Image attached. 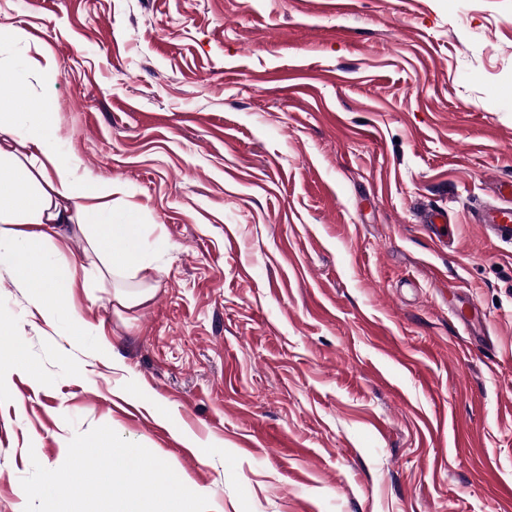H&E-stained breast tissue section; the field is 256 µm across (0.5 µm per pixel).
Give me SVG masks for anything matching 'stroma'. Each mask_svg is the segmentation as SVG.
Wrapping results in <instances>:
<instances>
[{
  "mask_svg": "<svg viewBox=\"0 0 512 512\" xmlns=\"http://www.w3.org/2000/svg\"><path fill=\"white\" fill-rule=\"evenodd\" d=\"M151 296L0 273V512L111 427L210 512H512V0H0ZM446 209L454 245L426 211ZM485 314L464 331L449 304ZM501 187L500 193L506 205L486 207L474 218V222L480 224L485 233L512 243V183Z\"/></svg>",
  "mask_w": 512,
  "mask_h": 512,
  "instance_id": "35a3bbf8",
  "label": "stroma"
}]
</instances>
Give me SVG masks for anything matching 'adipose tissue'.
I'll return each mask as SVG.
<instances>
[{"label":"adipose tissue","instance_id":"1","mask_svg":"<svg viewBox=\"0 0 512 512\" xmlns=\"http://www.w3.org/2000/svg\"><path fill=\"white\" fill-rule=\"evenodd\" d=\"M14 72L0 62V270L33 289L43 320L68 312L78 270L62 258L71 229L89 230V246L106 272L134 268L136 257L118 241L135 233L138 215L118 203V182L76 179L59 153L51 102L12 95Z\"/></svg>","mask_w":512,"mask_h":512}]
</instances>
